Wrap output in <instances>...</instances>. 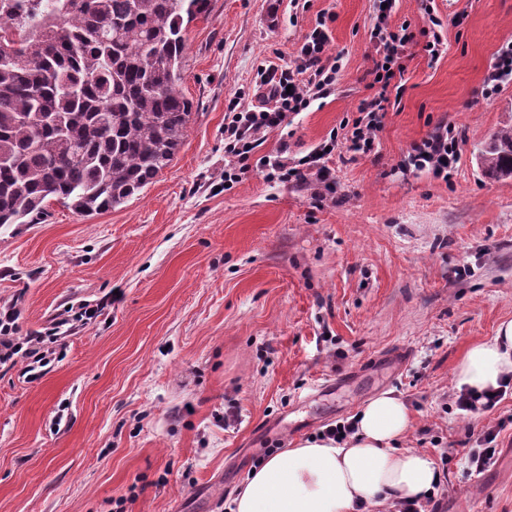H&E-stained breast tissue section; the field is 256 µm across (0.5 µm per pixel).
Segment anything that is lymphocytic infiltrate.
Instances as JSON below:
<instances>
[{
	"mask_svg": "<svg viewBox=\"0 0 512 512\" xmlns=\"http://www.w3.org/2000/svg\"><path fill=\"white\" fill-rule=\"evenodd\" d=\"M395 5L396 0H386L385 6L378 8L370 31L375 50L371 73L378 78L374 95L362 100L355 117L343 123V135H330L324 145L303 157H289L284 145L273 154H260L259 149L267 133L287 127L289 115L302 112L313 101L330 95L340 64L338 58L326 53L330 36L325 19H318L304 35L295 66L286 68L272 62L260 66L258 75L264 89L261 105L251 108L234 98L227 106L224 117L225 188H232L241 174L253 169L283 182H304L312 177L327 185L332 181L329 161L333 149L342 145L347 152L360 155L374 150L376 135L392 105L391 93L402 88L406 49L414 41L409 23L391 28L389 18ZM450 134L447 122L436 124L425 138L413 145L408 156L409 165L447 176L449 169L458 162ZM19 314L16 303L0 305V364L21 366L23 373L34 380L39 378V369L46 359L40 346L55 341L58 330L53 327L39 336L19 337Z\"/></svg>",
	"mask_w": 512,
	"mask_h": 512,
	"instance_id": "1",
	"label": "lymphocytic infiltrate"
}]
</instances>
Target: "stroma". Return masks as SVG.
I'll use <instances>...</instances> for the list:
<instances>
[{
    "label": "stroma",
    "mask_w": 512,
    "mask_h": 512,
    "mask_svg": "<svg viewBox=\"0 0 512 512\" xmlns=\"http://www.w3.org/2000/svg\"><path fill=\"white\" fill-rule=\"evenodd\" d=\"M434 8L447 48L433 61L420 0H397L391 26L417 33L400 103L373 153L331 160L325 199L255 170L225 189L224 115L327 16L343 57L331 95L261 147L306 155L370 94L374 0H212L185 31L192 118L171 166L112 210L53 201L40 223L0 228V304L18 302L20 336L56 322L63 336L37 380L0 365V512H228L256 458L390 390L412 415L404 447L445 473L447 512H512V425L491 475L465 458L512 395L469 418L453 404L466 351L512 319V178L478 162L512 126V84L480 95L512 0ZM441 121L462 133L445 179L404 163ZM83 304L103 312L66 322Z\"/></svg>",
    "instance_id": "obj_1"
}]
</instances>
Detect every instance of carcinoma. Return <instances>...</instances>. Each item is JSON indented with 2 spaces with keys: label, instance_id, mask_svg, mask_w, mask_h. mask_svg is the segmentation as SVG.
I'll return each instance as SVG.
<instances>
[{
  "label": "carcinoma",
  "instance_id": "1",
  "mask_svg": "<svg viewBox=\"0 0 512 512\" xmlns=\"http://www.w3.org/2000/svg\"><path fill=\"white\" fill-rule=\"evenodd\" d=\"M211 0H0V227L124 204L173 162L184 30ZM512 177V128L480 151Z\"/></svg>",
  "mask_w": 512,
  "mask_h": 512
}]
</instances>
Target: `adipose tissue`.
<instances>
[{
	"mask_svg": "<svg viewBox=\"0 0 512 512\" xmlns=\"http://www.w3.org/2000/svg\"><path fill=\"white\" fill-rule=\"evenodd\" d=\"M512 375V320L491 340L472 346L454 371L457 388L482 391ZM356 431L343 441L311 438L270 456L254 470L230 512H382L392 498L416 499L433 491L431 462L413 451L393 452L410 413L385 391L358 411Z\"/></svg>",
	"mask_w": 512,
	"mask_h": 512,
	"instance_id": "adipose-tissue-1",
	"label": "adipose tissue"
}]
</instances>
